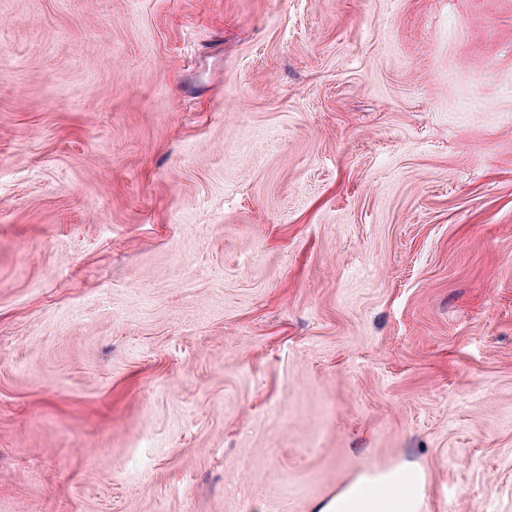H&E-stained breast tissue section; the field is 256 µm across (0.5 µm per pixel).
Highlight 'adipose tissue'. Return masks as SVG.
<instances>
[{
	"mask_svg": "<svg viewBox=\"0 0 512 512\" xmlns=\"http://www.w3.org/2000/svg\"><path fill=\"white\" fill-rule=\"evenodd\" d=\"M423 472L410 465L388 471L366 470L313 512H422Z\"/></svg>",
	"mask_w": 512,
	"mask_h": 512,
	"instance_id": "1",
	"label": "adipose tissue"
}]
</instances>
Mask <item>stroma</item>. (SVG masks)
<instances>
[{"label": "stroma", "instance_id": "1", "mask_svg": "<svg viewBox=\"0 0 512 512\" xmlns=\"http://www.w3.org/2000/svg\"><path fill=\"white\" fill-rule=\"evenodd\" d=\"M512 512V0H0V512ZM423 472L410 465L388 471L365 470L313 512H421Z\"/></svg>", "mask_w": 512, "mask_h": 512}]
</instances>
